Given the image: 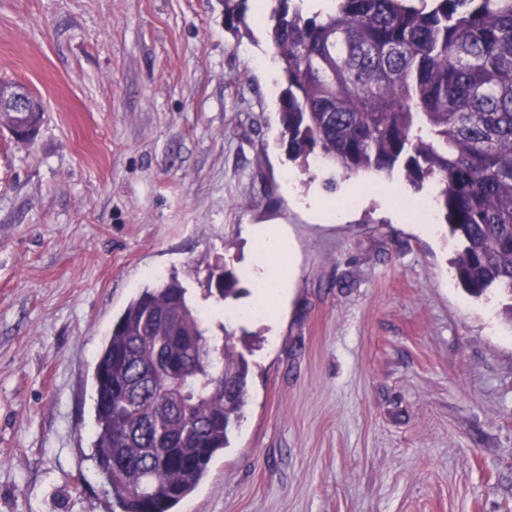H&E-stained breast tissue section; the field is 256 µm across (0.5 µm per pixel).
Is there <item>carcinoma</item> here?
Listing matches in <instances>:
<instances>
[{"mask_svg":"<svg viewBox=\"0 0 512 512\" xmlns=\"http://www.w3.org/2000/svg\"><path fill=\"white\" fill-rule=\"evenodd\" d=\"M251 0H223L224 27ZM288 157L348 174L403 171L434 191L460 244L456 277L497 289L512 321V0H266ZM203 297L237 277L212 268ZM205 322L176 276L132 298L94 370L96 466L121 512H172L242 417L248 363ZM232 375L236 395L224 399Z\"/></svg>","mask_w":512,"mask_h":512,"instance_id":"obj_1","label":"carcinoma"}]
</instances>
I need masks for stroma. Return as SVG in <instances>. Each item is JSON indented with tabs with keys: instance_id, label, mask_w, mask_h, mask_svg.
I'll use <instances>...</instances> for the list:
<instances>
[{
	"instance_id": "obj_1",
	"label": "stroma",
	"mask_w": 512,
	"mask_h": 512,
	"mask_svg": "<svg viewBox=\"0 0 512 512\" xmlns=\"http://www.w3.org/2000/svg\"><path fill=\"white\" fill-rule=\"evenodd\" d=\"M221 0H0V80L44 105L0 125V512H113L93 458L94 367L156 278L247 303L251 229L294 243L274 320H228L244 417L173 512H512L506 297L457 283L396 172L287 156L267 25ZM357 191L359 203L346 197ZM239 297L204 299L209 268ZM5 105L9 112L21 116L20 120L9 125L12 134L21 141H30L40 122L41 100L22 87H14L5 96Z\"/></svg>"
}]
</instances>
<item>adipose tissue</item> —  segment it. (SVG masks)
<instances>
[{
    "instance_id": "1",
    "label": "adipose tissue",
    "mask_w": 512,
    "mask_h": 512,
    "mask_svg": "<svg viewBox=\"0 0 512 512\" xmlns=\"http://www.w3.org/2000/svg\"><path fill=\"white\" fill-rule=\"evenodd\" d=\"M258 252L256 263L261 273L256 279V304L243 309V316L262 314L273 316L286 297L289 278L272 263L274 257L290 253L292 243L282 227L272 226L257 232Z\"/></svg>"
}]
</instances>
